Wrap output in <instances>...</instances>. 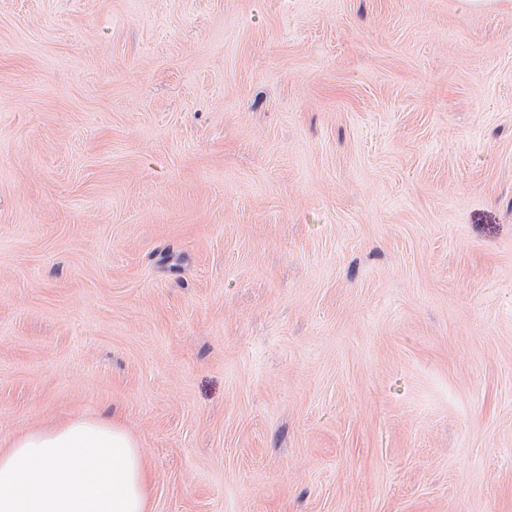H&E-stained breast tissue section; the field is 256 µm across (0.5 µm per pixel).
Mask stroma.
Segmentation results:
<instances>
[{
    "mask_svg": "<svg viewBox=\"0 0 512 512\" xmlns=\"http://www.w3.org/2000/svg\"><path fill=\"white\" fill-rule=\"evenodd\" d=\"M112 415L151 512H512V0H0V448Z\"/></svg>",
    "mask_w": 512,
    "mask_h": 512,
    "instance_id": "stroma-1",
    "label": "stroma"
}]
</instances>
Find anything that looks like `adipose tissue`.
<instances>
[{"label":"adipose tissue","instance_id":"ef3b65f1","mask_svg":"<svg viewBox=\"0 0 512 512\" xmlns=\"http://www.w3.org/2000/svg\"><path fill=\"white\" fill-rule=\"evenodd\" d=\"M137 441L112 418L25 432L0 450V512H150Z\"/></svg>","mask_w":512,"mask_h":512}]
</instances>
